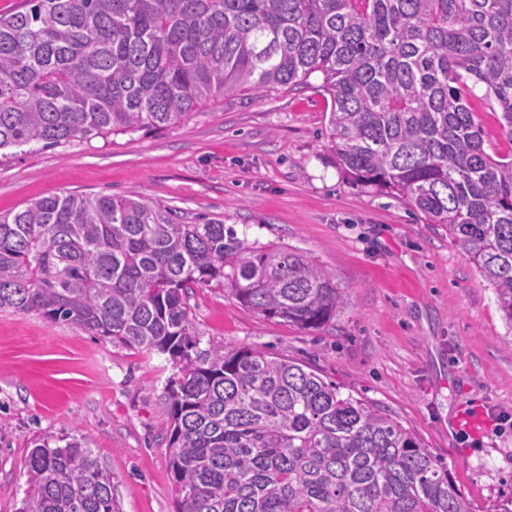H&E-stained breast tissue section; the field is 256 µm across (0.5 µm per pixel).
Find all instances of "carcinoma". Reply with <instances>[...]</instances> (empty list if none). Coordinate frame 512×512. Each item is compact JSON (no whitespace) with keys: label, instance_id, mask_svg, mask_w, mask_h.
I'll return each mask as SVG.
<instances>
[{"label":"carcinoma","instance_id":"cac0c4a2","mask_svg":"<svg viewBox=\"0 0 512 512\" xmlns=\"http://www.w3.org/2000/svg\"><path fill=\"white\" fill-rule=\"evenodd\" d=\"M0 15V150L162 130L229 93L314 73L336 163L441 224L512 331V0H25ZM509 149L474 119L476 87ZM304 329L335 276L127 196L54 195L0 215V309L165 355L176 512H473L377 405L250 347H201L192 290ZM20 512H120L87 440H44Z\"/></svg>","mask_w":512,"mask_h":512}]
</instances>
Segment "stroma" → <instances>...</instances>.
<instances>
[{"label": "stroma", "mask_w": 512, "mask_h": 512, "mask_svg": "<svg viewBox=\"0 0 512 512\" xmlns=\"http://www.w3.org/2000/svg\"><path fill=\"white\" fill-rule=\"evenodd\" d=\"M313 76L228 95L160 131L0 155V213L62 194L141 197L184 224L220 221L256 248L307 254L345 304L303 329L242 306L218 283L190 300L202 343L252 347L377 404L447 466L475 512L512 498V347L493 288L446 228L351 184L325 134ZM164 357L36 314L0 312V512H17L40 440L85 437L121 512H175Z\"/></svg>", "instance_id": "obj_1"}]
</instances>
